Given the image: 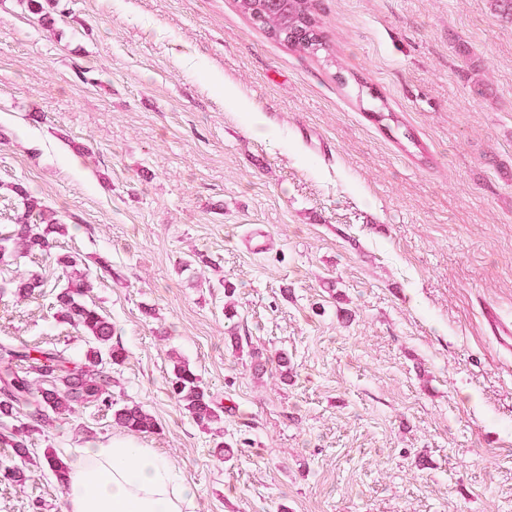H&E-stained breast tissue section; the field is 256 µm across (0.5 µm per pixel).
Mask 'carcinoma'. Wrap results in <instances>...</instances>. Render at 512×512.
I'll list each match as a JSON object with an SVG mask.
<instances>
[{"mask_svg":"<svg viewBox=\"0 0 512 512\" xmlns=\"http://www.w3.org/2000/svg\"><path fill=\"white\" fill-rule=\"evenodd\" d=\"M249 18H262L260 29L270 38L299 52L317 56L328 51L313 0H236ZM22 207L10 231L0 235V263L10 258L40 253L53 259L66 278L56 296L59 322L79 331L91 344L85 360L76 361L64 350L30 345L24 341L0 342V415L27 412V422L15 429L8 444L20 458L28 457L26 437L54 419H62L81 404L96 402L112 411L115 423L133 433H157L160 427L138 403L112 402V375L105 365H119L125 351L112 345L114 324L86 297L93 288L91 274L79 267L78 257L55 251V235L66 234L67 225L46 213L40 202L20 187ZM18 296H28L43 286L38 276L0 285ZM169 392L191 419L209 426L220 420L222 406L204 386L197 371L185 361L174 366ZM44 464L61 484L67 481V464L52 450Z\"/></svg>","mask_w":512,"mask_h":512,"instance_id":"obj_1","label":"carcinoma"}]
</instances>
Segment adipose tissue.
<instances>
[{"label": "adipose tissue", "instance_id": "1", "mask_svg": "<svg viewBox=\"0 0 512 512\" xmlns=\"http://www.w3.org/2000/svg\"><path fill=\"white\" fill-rule=\"evenodd\" d=\"M67 512H191L195 492L156 449L128 436L76 449Z\"/></svg>", "mask_w": 512, "mask_h": 512}]
</instances>
